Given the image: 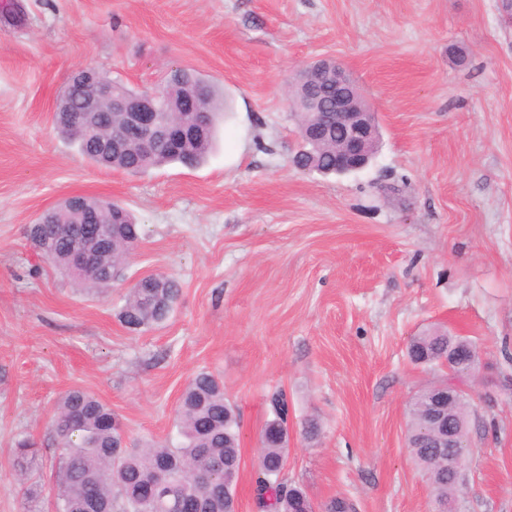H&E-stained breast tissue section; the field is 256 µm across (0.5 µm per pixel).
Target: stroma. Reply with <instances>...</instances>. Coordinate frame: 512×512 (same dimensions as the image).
Returning a JSON list of instances; mask_svg holds the SVG:
<instances>
[{"label": "stroma", "mask_w": 512, "mask_h": 512, "mask_svg": "<svg viewBox=\"0 0 512 512\" xmlns=\"http://www.w3.org/2000/svg\"><path fill=\"white\" fill-rule=\"evenodd\" d=\"M0 8V512H54L49 429L70 388L94 393L136 441L175 437L179 398L215 374L241 412L239 512H257L259 434L284 390V476L315 502L434 512L406 446L415 393L446 371L407 356L440 328L481 355L459 512H512V20L500 0H22ZM340 62L378 116L364 170L293 167L287 80ZM135 89L169 70L232 104L199 167L104 168L57 133L75 68ZM125 205L143 229L107 291L87 293L38 255L29 224L68 196ZM181 284L169 319L140 332L117 312L131 284ZM318 417L321 434L302 424ZM39 455L28 502L18 439Z\"/></svg>", "instance_id": "stroma-1"}]
</instances>
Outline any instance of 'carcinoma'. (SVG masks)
<instances>
[{
    "label": "carcinoma",
    "mask_w": 512,
    "mask_h": 512,
    "mask_svg": "<svg viewBox=\"0 0 512 512\" xmlns=\"http://www.w3.org/2000/svg\"><path fill=\"white\" fill-rule=\"evenodd\" d=\"M202 83L206 91L201 107L209 112L208 125L185 129L177 138L157 142L151 151L114 155L112 161L100 159L92 137L77 132H62L80 154L100 166L144 173L152 168L179 162L186 167L203 163L213 148L217 126L226 111L218 89L196 74L177 69L166 78L165 95L170 112H179L182 85ZM329 145L305 157L318 170L331 173L332 150ZM103 244L97 265L84 272L71 269L70 251L76 231ZM142 238L140 225L124 211V223L110 224H33L28 239L35 250L88 290H102L108 281L128 263ZM153 288L131 289L118 317L131 331L158 326L168 320L180 296L177 280L162 274L149 276ZM456 337L448 331L434 329L414 337L408 347L410 360L416 365H439L454 348ZM432 385L422 388L411 403L408 421L409 442L415 444L411 454L427 477L430 491L437 501L460 493L468 449L454 448L456 468H442L429 448L432 432L425 427L423 403ZM271 418L260 434L259 476L255 500L259 512H309L312 498L305 487L288 482L282 472L287 456L289 406L287 394L276 391L269 397ZM470 400L462 398L454 406V416L462 424V443H468ZM179 441L175 444L146 441L125 446L116 431L120 422L112 408L94 394L71 388L60 398L50 428L61 448L55 470L56 512H180L172 507L187 499L200 503L204 512H238L235 487L242 463L240 448V414L224 396V386L213 374L201 371L189 382L176 411ZM37 443L23 438L16 444V464L23 469L35 461ZM167 458L170 467L163 479L164 498L158 503L143 500V478L151 474L159 459ZM355 508L350 499L337 495L322 504L323 512H349Z\"/></svg>",
    "instance_id": "1"
}]
</instances>
